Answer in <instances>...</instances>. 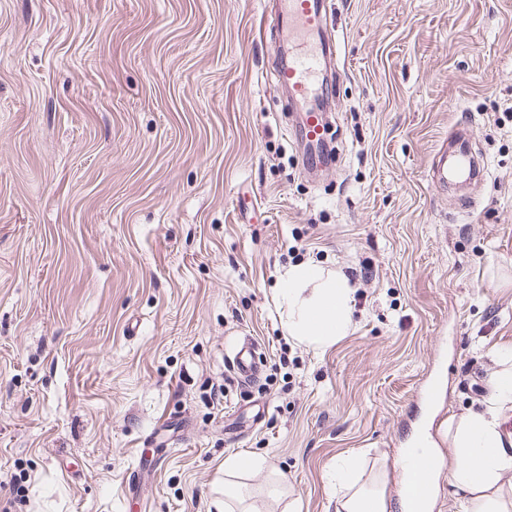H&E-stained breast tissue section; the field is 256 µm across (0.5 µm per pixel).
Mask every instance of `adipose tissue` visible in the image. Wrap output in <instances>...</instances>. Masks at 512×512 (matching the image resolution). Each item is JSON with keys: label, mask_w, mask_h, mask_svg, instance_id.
<instances>
[{"label": "adipose tissue", "mask_w": 512, "mask_h": 512, "mask_svg": "<svg viewBox=\"0 0 512 512\" xmlns=\"http://www.w3.org/2000/svg\"><path fill=\"white\" fill-rule=\"evenodd\" d=\"M278 301L288 334L317 350L345 335L352 324L346 277L316 262L291 265L282 272ZM499 358L505 367L492 377L494 398L484 411L462 420L448 469L449 482L469 494L470 512H512L499 496L503 474L512 469V449L500 431V411L512 402V352H502ZM335 480V512H390L385 488L360 486L348 463L337 465Z\"/></svg>", "instance_id": "1"}]
</instances>
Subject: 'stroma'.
Instances as JSON below:
<instances>
[{"mask_svg": "<svg viewBox=\"0 0 512 512\" xmlns=\"http://www.w3.org/2000/svg\"><path fill=\"white\" fill-rule=\"evenodd\" d=\"M332 3L308 170L261 0H0V512H213L251 454L253 512H335L337 462L369 481L428 418L450 455L485 408L512 349V0ZM459 124L486 173L435 189ZM309 260L354 288L323 350L277 301ZM230 360L240 377L244 379L257 377L259 366L251 343L236 344L232 349ZM264 460L257 456L228 457L224 460V504L218 502L215 505L216 512H233L229 501L236 498V486L234 479L247 473H255L263 468ZM224 508V510H223Z\"/></svg>", "mask_w": 512, "mask_h": 512, "instance_id": "1", "label": "stroma"}]
</instances>
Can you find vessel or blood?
Masks as SVG:
<instances>
[{
    "label": "vessel or blood",
    "instance_id": "b4317fda",
    "mask_svg": "<svg viewBox=\"0 0 512 512\" xmlns=\"http://www.w3.org/2000/svg\"><path fill=\"white\" fill-rule=\"evenodd\" d=\"M267 12L274 50V74L278 88L288 94V104L297 112V137L304 149V164L315 167V156L328 140L326 71L336 56V38L329 28L328 0H272ZM472 166L467 141H460L455 153L440 149L432 164L430 183L447 187L449 180ZM240 377H257L259 366L251 344L235 345L230 357ZM434 461L418 453L410 470L407 500L410 512H419V498L432 497Z\"/></svg>",
    "mask_w": 512,
    "mask_h": 512
}]
</instances>
